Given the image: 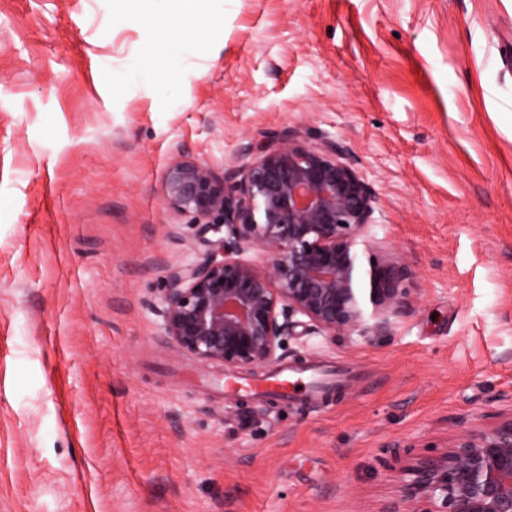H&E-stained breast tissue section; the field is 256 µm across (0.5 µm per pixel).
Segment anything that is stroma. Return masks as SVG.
I'll return each mask as SVG.
<instances>
[{
    "mask_svg": "<svg viewBox=\"0 0 512 512\" xmlns=\"http://www.w3.org/2000/svg\"><path fill=\"white\" fill-rule=\"evenodd\" d=\"M177 81L121 0H0V512H385L400 469L512 413V0H185ZM287 130L376 196L408 305L294 336L316 402L236 395L168 338L166 203ZM181 227L182 239L169 234Z\"/></svg>",
    "mask_w": 512,
    "mask_h": 512,
    "instance_id": "obj_1",
    "label": "stroma"
}]
</instances>
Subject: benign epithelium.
I'll return each mask as SVG.
<instances>
[{
    "label": "benign epithelium",
    "instance_id": "7a95c632",
    "mask_svg": "<svg viewBox=\"0 0 512 512\" xmlns=\"http://www.w3.org/2000/svg\"><path fill=\"white\" fill-rule=\"evenodd\" d=\"M163 193L192 217L197 258L170 271L158 313L167 336L204 365L270 364L299 326L306 336H378L406 304L399 257L373 243L360 267L354 246L376 197L334 141L271 137L229 177L185 157L167 167ZM404 475L411 512H512V416L458 435Z\"/></svg>",
    "mask_w": 512,
    "mask_h": 512
}]
</instances>
